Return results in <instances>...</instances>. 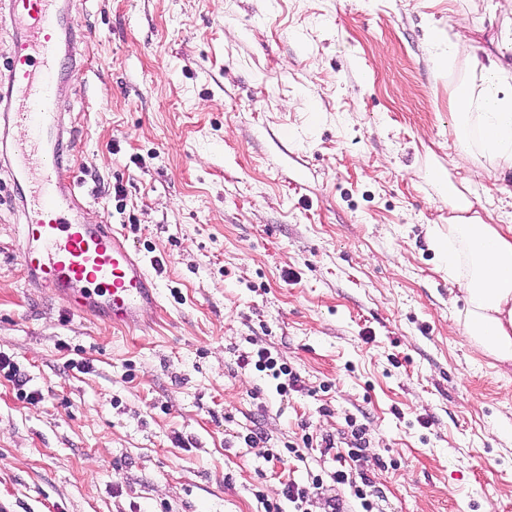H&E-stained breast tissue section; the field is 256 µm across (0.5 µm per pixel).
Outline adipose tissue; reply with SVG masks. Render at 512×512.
Instances as JSON below:
<instances>
[{
    "instance_id": "1",
    "label": "adipose tissue",
    "mask_w": 512,
    "mask_h": 512,
    "mask_svg": "<svg viewBox=\"0 0 512 512\" xmlns=\"http://www.w3.org/2000/svg\"><path fill=\"white\" fill-rule=\"evenodd\" d=\"M473 80L465 103L455 106L458 126L477 117L485 151L512 158V72L497 58L471 55ZM448 205L459 218L448 226L449 262H456V247H463L468 272L458 281L465 308L457 322L468 338L497 361L512 363V225L498 228L463 219L470 200L449 189Z\"/></svg>"
}]
</instances>
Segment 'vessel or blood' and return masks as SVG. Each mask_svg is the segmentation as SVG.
I'll use <instances>...</instances> for the list:
<instances>
[{"mask_svg":"<svg viewBox=\"0 0 512 512\" xmlns=\"http://www.w3.org/2000/svg\"><path fill=\"white\" fill-rule=\"evenodd\" d=\"M0 21L14 32L8 83L20 105L0 121L22 132L11 170L22 206L21 258L39 286L69 308L140 326L157 303L156 282L122 233L81 222L79 176L64 158L68 128L53 88L72 75L63 62L75 37L69 8L65 0H8Z\"/></svg>","mask_w":512,"mask_h":512,"instance_id":"obj_1","label":"vessel or blood"}]
</instances>
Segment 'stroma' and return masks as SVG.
<instances>
[{"mask_svg":"<svg viewBox=\"0 0 512 512\" xmlns=\"http://www.w3.org/2000/svg\"><path fill=\"white\" fill-rule=\"evenodd\" d=\"M69 2L82 218L159 301L130 330L39 288L0 167V512H264L290 477L361 512L316 445L358 428L373 512H512V364L437 250L448 184L512 225V162L451 114L471 48L512 64V0ZM261 349L300 391L239 366Z\"/></svg>","mask_w":512,"mask_h":512,"instance_id":"35a3bbf8","label":"stroma"}]
</instances>
